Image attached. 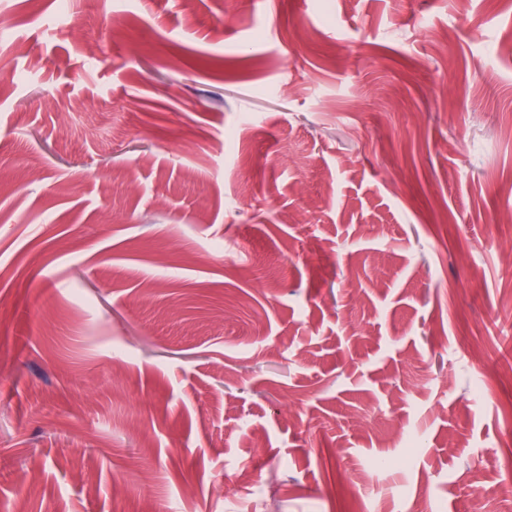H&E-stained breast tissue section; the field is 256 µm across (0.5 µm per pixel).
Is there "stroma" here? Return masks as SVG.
<instances>
[{
	"label": "stroma",
	"mask_w": 512,
	"mask_h": 512,
	"mask_svg": "<svg viewBox=\"0 0 512 512\" xmlns=\"http://www.w3.org/2000/svg\"><path fill=\"white\" fill-rule=\"evenodd\" d=\"M0 0V512H502L512 0Z\"/></svg>",
	"instance_id": "1"
}]
</instances>
